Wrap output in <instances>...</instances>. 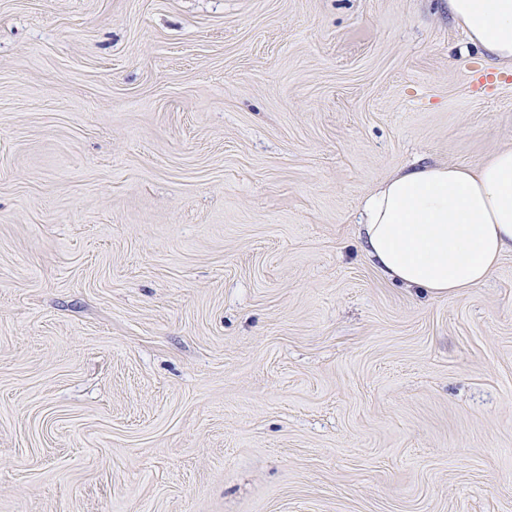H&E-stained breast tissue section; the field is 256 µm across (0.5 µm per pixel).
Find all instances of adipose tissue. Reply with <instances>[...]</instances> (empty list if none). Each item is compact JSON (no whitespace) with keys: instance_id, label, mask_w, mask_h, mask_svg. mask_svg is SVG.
Segmentation results:
<instances>
[{"instance_id":"ef3b65f1","label":"adipose tissue","mask_w":512,"mask_h":512,"mask_svg":"<svg viewBox=\"0 0 512 512\" xmlns=\"http://www.w3.org/2000/svg\"><path fill=\"white\" fill-rule=\"evenodd\" d=\"M489 66L512 72V0H447ZM363 249L387 281L452 296L512 253V148L476 167L413 164L362 200Z\"/></svg>"}]
</instances>
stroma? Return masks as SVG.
Listing matches in <instances>:
<instances>
[{
    "label": "stroma",
    "mask_w": 512,
    "mask_h": 512,
    "mask_svg": "<svg viewBox=\"0 0 512 512\" xmlns=\"http://www.w3.org/2000/svg\"><path fill=\"white\" fill-rule=\"evenodd\" d=\"M490 73L447 0H0V512H512V253L359 236Z\"/></svg>",
    "instance_id": "1"
}]
</instances>
